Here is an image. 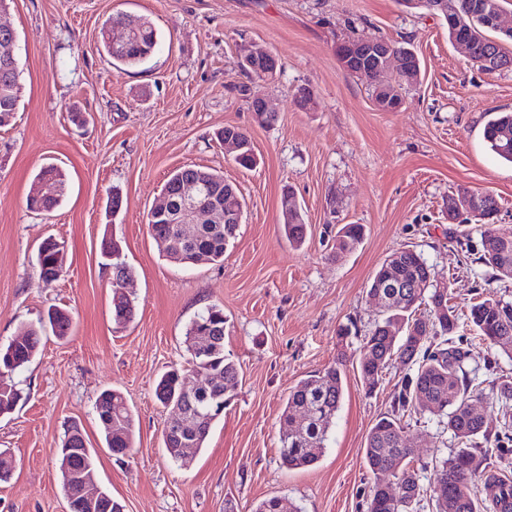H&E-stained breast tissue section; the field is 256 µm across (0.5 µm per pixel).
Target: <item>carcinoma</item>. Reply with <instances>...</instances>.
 <instances>
[{
	"label": "carcinoma",
	"mask_w": 512,
	"mask_h": 512,
	"mask_svg": "<svg viewBox=\"0 0 512 512\" xmlns=\"http://www.w3.org/2000/svg\"><path fill=\"white\" fill-rule=\"evenodd\" d=\"M505 0H462L456 19H448V41L461 37L472 42L480 55L499 58L512 65V33L498 29V13L504 11ZM127 21L112 16L102 26V46L115 66L132 67L151 57L158 44L157 31L148 18L136 21V30L127 48L112 47L108 33ZM249 78L267 79L275 73L261 68L258 60L240 62ZM395 84L385 74L369 78L373 97L385 111L394 102L403 101L402 90L418 82L420 71L410 66L398 72ZM17 67L3 69L0 62V127L14 118L19 100ZM483 139L489 149L504 161L512 163V111H494L483 128ZM49 177L60 186L58 195L47 201L28 196L26 205L35 212H49L64 195L66 176L57 166L41 168L34 181ZM202 181L210 196L224 197L230 182L224 174L211 168L189 165L174 170L163 191L177 193L188 181ZM285 235L299 247L305 241L306 224L292 194L281 199ZM499 208L494 196L487 194L481 215L462 211V222L480 223L482 250L473 261L493 271L495 280H512V233L504 234L494 227ZM239 224H155L153 238L166 239L172 249L182 252L183 266L200 262L221 264L228 245L236 239ZM364 237L361 224H344L333 237L332 248L341 256L357 248ZM103 255L112 266V280L129 274L123 251L116 240L103 243ZM39 275L45 282H54L65 273L64 257L60 256L57 239L48 237L37 248ZM383 293L387 300L381 317L374 321L362 339L356 359L367 391L383 380V373L395 360L404 375L395 390L391 413L381 416L368 434L363 448L364 460L373 475L366 497L367 512H417L426 500L433 512H512L503 505L512 500V482L495 477L491 469L489 449L481 448L478 439L502 448L512 442V415L503 412L499 429L491 431L485 418L472 413L471 401L480 396L504 405L512 401V376L502 374L491 381L490 392L473 385L466 369L470 346L482 344L512 357V299L497 295L491 288L483 289V297L469 307L466 323H461L453 306L448 304V286H440L435 272L423 254L407 246L389 255L375 272L369 294ZM115 319L129 321L136 305L134 299L112 289ZM72 318L61 308H50L37 323L22 328L20 342L0 345V415L10 413L23 399L22 388L14 375L24 369L38 352L42 335L51 332L59 339L70 335ZM186 351L189 368H173L160 376L155 385V398L168 407L181 405L183 422L163 432L165 448H204L218 416L212 413L216 396L232 399L241 385L240 366L224 354V308L211 304L197 313L186 327ZM344 393L343 371L330 366L300 379L289 391L282 414L283 432L280 456L289 469L308 467L322 455L328 440L332 419L336 416ZM94 409L106 447L117 454L133 447L134 417L123 394L107 389L96 398ZM432 415L457 442L456 451L435 462L433 479L424 486L420 467L415 464L406 429L410 422L422 423ZM65 448L74 452L66 455ZM59 478L64 495L75 488L69 485L64 465L87 471L95 468L92 449L82 437L65 435L57 449Z\"/></svg>",
	"instance_id": "1"
}]
</instances>
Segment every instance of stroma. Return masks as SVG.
I'll return each mask as SVG.
<instances>
[{
    "label": "stroma",
    "mask_w": 512,
    "mask_h": 512,
    "mask_svg": "<svg viewBox=\"0 0 512 512\" xmlns=\"http://www.w3.org/2000/svg\"><path fill=\"white\" fill-rule=\"evenodd\" d=\"M118 14L157 29L145 63L119 69L100 50L101 27ZM0 22L16 32L21 85L0 128V344L52 306L69 310L74 325L69 340L42 338L17 376L24 400L0 417V453L14 463L0 482V512H67L56 449L73 422L96 451L98 486L125 512H254L272 496L293 512H366L373 477L363 448L402 375L391 364L369 393L353 365L379 316L367 294L376 269L409 245L447 281L457 313L488 281L512 296V280L492 281L461 250L465 239L480 248L478 228L448 219L449 195L490 193L497 228L512 232V164L482 136L491 110H512V70L480 71L449 43L444 21L401 0H6ZM349 36L410 42L421 77L399 110L379 111L368 84L342 68L335 46ZM246 46L276 56L275 79H246L237 67ZM244 82L271 102L274 124L255 122L236 91ZM303 85L316 111L295 105ZM227 126L248 133L256 168L225 155L216 134ZM46 163L66 173L64 200L34 213L26 199ZM192 164L223 172L247 206L220 265L172 263L149 232L147 212L167 176ZM288 191L307 224L299 247L282 229ZM340 224L364 225L365 237L338 257L331 237ZM50 235L67 255L63 276L47 283L36 251ZM109 237L133 273L136 314L125 325L112 319V270L101 254ZM211 304L224 308V352L243 382L205 448L176 461L162 442L173 412L157 403L154 382L185 364L186 326ZM338 362L344 398L327 446L312 466L288 469L280 457L288 393ZM109 387L135 417L121 459L105 447L94 412ZM407 437L427 479L429 464L456 448L433 420L411 424Z\"/></svg>",
    "instance_id": "35a3bbf8"
}]
</instances>
